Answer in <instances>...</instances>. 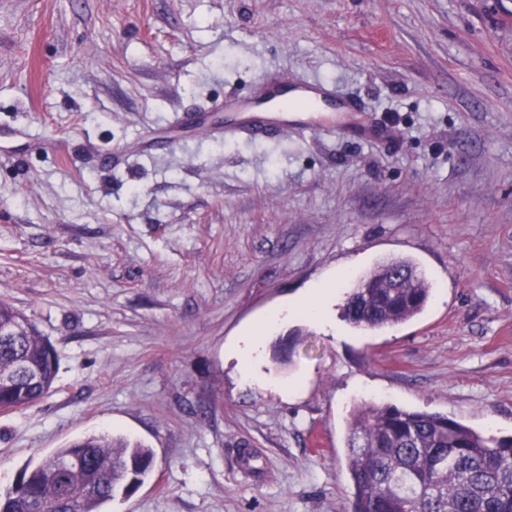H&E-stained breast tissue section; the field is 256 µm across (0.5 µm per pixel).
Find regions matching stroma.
<instances>
[{
    "label": "stroma",
    "mask_w": 512,
    "mask_h": 512,
    "mask_svg": "<svg viewBox=\"0 0 512 512\" xmlns=\"http://www.w3.org/2000/svg\"><path fill=\"white\" fill-rule=\"evenodd\" d=\"M265 73L364 121L203 122ZM401 257L426 308L356 331L348 287ZM329 281L246 382L239 336ZM0 299L58 357L0 413L1 491L109 431L154 462L107 512H345L361 404L512 436V0H0ZM295 90L299 93L296 102L312 111H319L318 108L324 101L336 102L334 93L321 81L302 80ZM311 294L302 298L292 308L315 323H321L325 320L327 305L331 296L329 288L324 285H318L313 288Z\"/></svg>",
    "instance_id": "stroma-1"
}]
</instances>
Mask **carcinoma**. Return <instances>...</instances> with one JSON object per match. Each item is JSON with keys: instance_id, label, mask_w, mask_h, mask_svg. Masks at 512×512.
Returning a JSON list of instances; mask_svg holds the SVG:
<instances>
[{"instance_id": "cac0c4a2", "label": "carcinoma", "mask_w": 512, "mask_h": 512, "mask_svg": "<svg viewBox=\"0 0 512 512\" xmlns=\"http://www.w3.org/2000/svg\"><path fill=\"white\" fill-rule=\"evenodd\" d=\"M425 274L408 259L377 266L347 292L343 313L376 329L418 316L430 298ZM0 325H20L19 342L0 336V403L27 408L55 381L57 356L23 314L0 300ZM346 512H512V437L486 438L445 415L362 405L349 420ZM153 451L109 432L86 435L26 465L21 489L0 492V512H105L152 472Z\"/></svg>"}]
</instances>
